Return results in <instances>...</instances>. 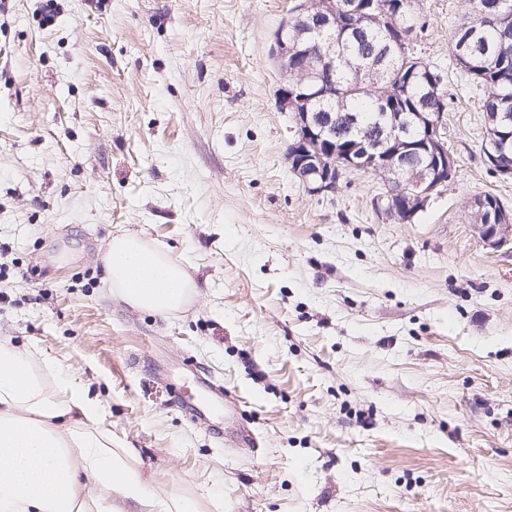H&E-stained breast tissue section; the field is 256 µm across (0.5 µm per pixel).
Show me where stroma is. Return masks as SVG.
<instances>
[{"label": "stroma", "mask_w": 512, "mask_h": 512, "mask_svg": "<svg viewBox=\"0 0 512 512\" xmlns=\"http://www.w3.org/2000/svg\"><path fill=\"white\" fill-rule=\"evenodd\" d=\"M294 3L0 0V342L69 369L151 479L215 512H512V241L471 209L512 207V180L451 53L463 0H423L457 169L409 223L375 175L313 195L291 173L272 47ZM123 231L183 262L185 307L113 296ZM177 375L232 406L194 422ZM238 425L255 448L212 433ZM482 240L491 247H499L506 243L512 236V223L508 224H481L477 221L473 224Z\"/></svg>", "instance_id": "stroma-1"}]
</instances>
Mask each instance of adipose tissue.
I'll use <instances>...</instances> for the list:
<instances>
[{
  "mask_svg": "<svg viewBox=\"0 0 512 512\" xmlns=\"http://www.w3.org/2000/svg\"><path fill=\"white\" fill-rule=\"evenodd\" d=\"M104 265L113 295L136 309L168 315L194 291L179 259L135 234L113 236ZM103 421L88 386L0 343V512H207L202 496L146 479Z\"/></svg>",
  "mask_w": 512,
  "mask_h": 512,
  "instance_id": "ef3b65f1",
  "label": "adipose tissue"
}]
</instances>
